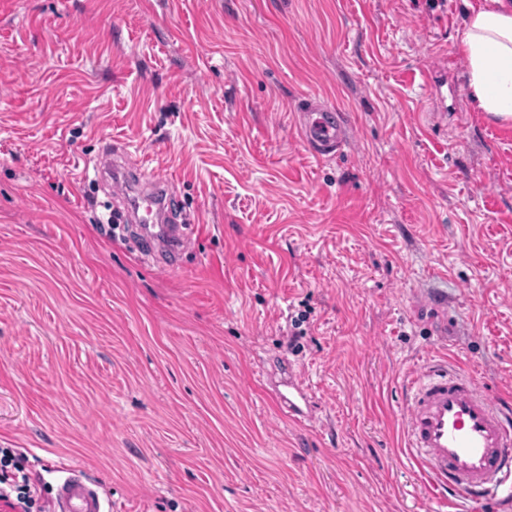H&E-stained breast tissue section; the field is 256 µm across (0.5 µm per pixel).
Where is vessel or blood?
Masks as SVG:
<instances>
[{"instance_id":"vessel-or-blood-1","label":"vessel or blood","mask_w":512,"mask_h":512,"mask_svg":"<svg viewBox=\"0 0 512 512\" xmlns=\"http://www.w3.org/2000/svg\"><path fill=\"white\" fill-rule=\"evenodd\" d=\"M303 142L317 159L338 156L347 140L341 112L308 99L299 108ZM136 157L110 158L101 178L110 182L114 198L131 215L143 214L146 245L162 244L170 251L191 244L194 229L161 224L157 218L170 205L169 187L155 177L149 188L130 180L139 172ZM280 401L289 416H303L313 400L305 388L289 385ZM405 447L425 477L435 512L465 499L476 504L512 503V412L482 391L470 375L432 361L408 388L405 403ZM52 512H107L101 494L88 484L78 468L65 467L56 484Z\"/></svg>"}]
</instances>
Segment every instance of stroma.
Wrapping results in <instances>:
<instances>
[{"mask_svg":"<svg viewBox=\"0 0 512 512\" xmlns=\"http://www.w3.org/2000/svg\"><path fill=\"white\" fill-rule=\"evenodd\" d=\"M464 19L0 0V448L41 495L73 465L112 512H430L408 383L445 360L512 404V122L471 109ZM312 97L350 126L338 158L295 127ZM122 145L197 225L184 253L91 224ZM297 376L316 421L277 399Z\"/></svg>","mask_w":512,"mask_h":512,"instance_id":"obj_1","label":"stroma"}]
</instances>
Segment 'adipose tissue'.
<instances>
[{
    "mask_svg": "<svg viewBox=\"0 0 512 512\" xmlns=\"http://www.w3.org/2000/svg\"><path fill=\"white\" fill-rule=\"evenodd\" d=\"M459 46L474 110L512 121V10L502 0H472Z\"/></svg>",
    "mask_w": 512,
    "mask_h": 512,
    "instance_id": "ef3b65f1",
    "label": "adipose tissue"
}]
</instances>
